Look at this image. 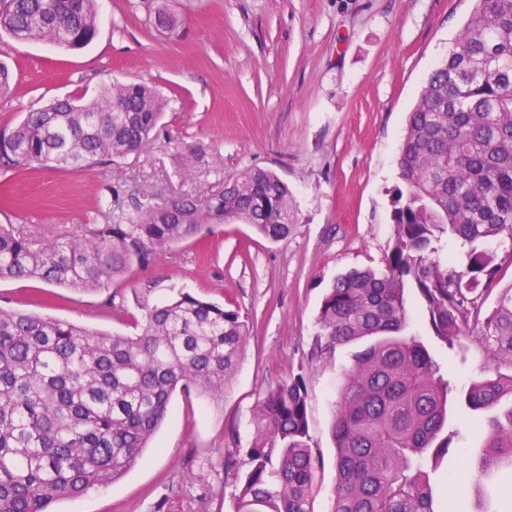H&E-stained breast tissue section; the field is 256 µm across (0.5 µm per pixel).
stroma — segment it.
<instances>
[{
  "mask_svg": "<svg viewBox=\"0 0 512 512\" xmlns=\"http://www.w3.org/2000/svg\"><path fill=\"white\" fill-rule=\"evenodd\" d=\"M99 26L84 49L0 39L14 84L0 96V132L24 112L94 93L107 78L157 87L168 105L144 148L81 173L0 167V224L40 242L87 223L112 187L125 203L222 188L250 168L276 172L292 192L294 230L268 241L246 224H213L161 253L110 292L0 282V308L24 309L110 334L131 335L134 291L159 303L183 290L237 309L253 328L223 398L175 392L171 416L136 464L107 488L52 504V512H232L237 477L225 460L247 447L265 393L303 374L309 446L320 458L312 512H329L336 486L332 438L338 391L353 347L314 356L323 296L340 274L380 268L393 244L392 198L402 181L398 149L431 69L445 59L473 0H97ZM165 8L178 35L152 19ZM410 330L458 384L494 374L472 347L466 366L430 336L408 296ZM459 429L431 475L435 512H512V474L482 489L449 486L482 446L474 422L448 408Z\"/></svg>",
  "mask_w": 512,
  "mask_h": 512,
  "instance_id": "obj_1",
  "label": "stroma"
}]
</instances>
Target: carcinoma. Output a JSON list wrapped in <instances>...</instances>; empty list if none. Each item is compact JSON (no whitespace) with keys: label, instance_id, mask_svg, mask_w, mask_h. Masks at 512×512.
<instances>
[{"label":"carcinoma","instance_id":"1","mask_svg":"<svg viewBox=\"0 0 512 512\" xmlns=\"http://www.w3.org/2000/svg\"><path fill=\"white\" fill-rule=\"evenodd\" d=\"M0 34L62 49L89 45L96 0H0ZM157 27L177 18L159 8ZM166 107L144 83L109 80L89 100L57 99L0 132V166L79 173L137 152ZM393 245L384 268L334 281L321 304L315 346L364 343L345 371L332 436L337 482L330 512H434L426 465L448 454V398L462 411L498 412L484 424L477 471L512 470V372L457 387L408 332L406 291L429 328L466 359L476 344L512 369V284L491 307L499 264L487 243L512 239V0H474L448 58L429 74L398 155ZM288 184L251 168L212 194L151 198L126 209L119 194L62 241L38 244L0 225V281L102 291L133 267L210 224L250 225L271 240L294 227ZM459 243L458 266L440 259ZM139 333L111 335L23 309L0 308V512H51L64 499L112 485L141 456L178 390L224 397L248 342L239 311L180 291L141 303ZM253 438L227 460L245 466L233 512H311L320 466L308 439L301 374L258 402Z\"/></svg>","mask_w":512,"mask_h":512}]
</instances>
